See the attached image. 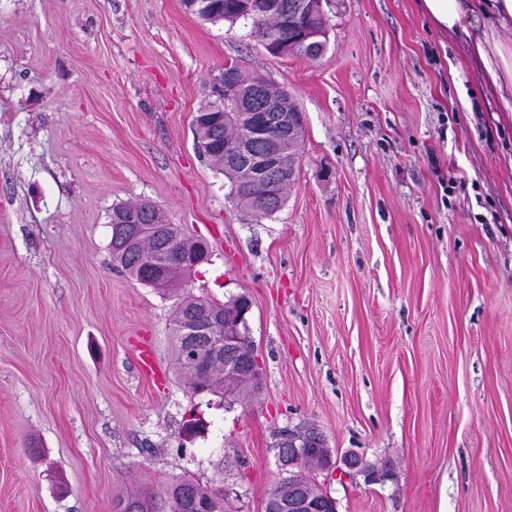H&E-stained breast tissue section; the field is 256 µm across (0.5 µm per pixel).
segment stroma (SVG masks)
<instances>
[{
  "label": "stroma",
  "instance_id": "35a3bbf8",
  "mask_svg": "<svg viewBox=\"0 0 512 512\" xmlns=\"http://www.w3.org/2000/svg\"><path fill=\"white\" fill-rule=\"evenodd\" d=\"M323 12L311 61L182 0H0V512H112L114 493L172 478L262 512L270 433L303 421L334 457L391 470L318 474L339 512H512V114L470 36L417 0ZM227 66L305 114L268 217L196 145ZM141 201L209 247L183 293L251 300L249 399L188 389L180 295L114 266L112 209Z\"/></svg>",
  "mask_w": 512,
  "mask_h": 512
}]
</instances>
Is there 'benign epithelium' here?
<instances>
[{"mask_svg": "<svg viewBox=\"0 0 512 512\" xmlns=\"http://www.w3.org/2000/svg\"><path fill=\"white\" fill-rule=\"evenodd\" d=\"M236 9V17L248 19L278 13L283 6L279 0H237ZM320 13L321 0H296L285 17L290 25L306 24L308 36L304 44L320 45L326 33L323 28L313 24ZM264 45L270 52L282 56L295 55L302 49L297 41L277 36L267 38ZM209 87L214 93H224V99L232 101L239 110L280 113L275 131H270L266 125H256L248 133L249 140L261 144V150L255 158L271 161L268 168L277 170L274 161L280 155L281 144L288 141L300 142L303 126L299 115L282 109V96L288 93V89L276 87L262 77L243 84L222 69L210 76ZM251 307L247 296L232 297L224 304V318L195 320L189 323L186 333L190 336H216L219 327H224V342L214 344V352L224 353V375L242 377L257 387L261 371L253 340L249 336L248 314ZM268 448L275 458L281 477L288 478L287 498L283 502L288 512H316L318 505L327 512H337L334 498L327 493L320 494L303 479L304 470L315 462L318 463L319 471H336L349 477L361 476L367 483L381 482L390 475V469L369 461L355 451H349L342 458L333 460L324 435L309 422L273 430Z\"/></svg>", "mask_w": 512, "mask_h": 512, "instance_id": "obj_1", "label": "benign epithelium"}]
</instances>
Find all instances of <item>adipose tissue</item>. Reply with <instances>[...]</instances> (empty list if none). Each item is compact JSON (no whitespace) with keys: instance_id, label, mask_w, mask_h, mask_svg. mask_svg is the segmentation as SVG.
Listing matches in <instances>:
<instances>
[{"instance_id":"ef3b65f1","label":"adipose tissue","mask_w":512,"mask_h":512,"mask_svg":"<svg viewBox=\"0 0 512 512\" xmlns=\"http://www.w3.org/2000/svg\"><path fill=\"white\" fill-rule=\"evenodd\" d=\"M435 28L453 35L472 28L482 35L471 46L472 55L494 87L512 84V45L499 43L497 29L512 26V0H419Z\"/></svg>"}]
</instances>
